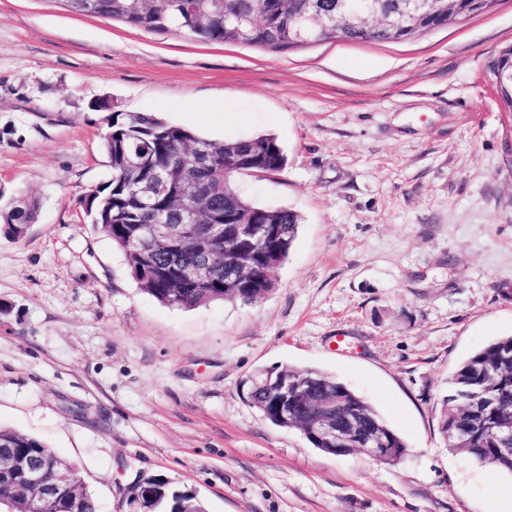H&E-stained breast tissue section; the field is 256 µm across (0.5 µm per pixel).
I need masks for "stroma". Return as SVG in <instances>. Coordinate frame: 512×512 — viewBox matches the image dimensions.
<instances>
[{
  "label": "stroma",
  "instance_id": "obj_1",
  "mask_svg": "<svg viewBox=\"0 0 512 512\" xmlns=\"http://www.w3.org/2000/svg\"><path fill=\"white\" fill-rule=\"evenodd\" d=\"M512 0L398 43L288 51L156 35L56 0H0V428L74 465L101 512L162 478L206 512H512V477L440 427L448 379L512 336V109L490 63ZM214 141L275 135L260 206L303 222L263 301L168 307L93 230L109 178L95 103ZM285 365L335 376L405 440L396 464L313 448L248 405ZM37 214V202L31 198H22L0 206V233L12 240L25 236Z\"/></svg>",
  "mask_w": 512,
  "mask_h": 512
}]
</instances>
